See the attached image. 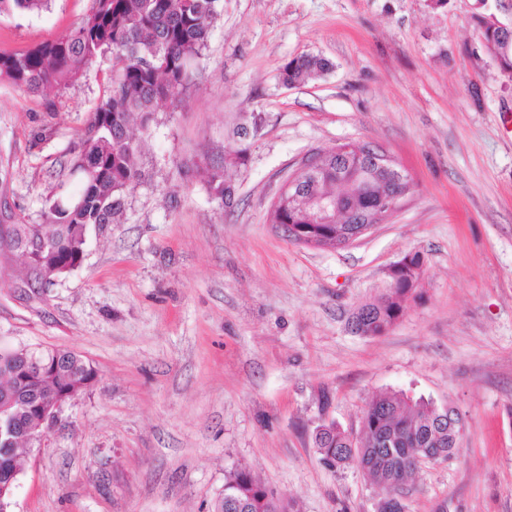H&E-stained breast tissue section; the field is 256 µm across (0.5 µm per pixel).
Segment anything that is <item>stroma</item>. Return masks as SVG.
<instances>
[{
    "label": "stroma",
    "mask_w": 512,
    "mask_h": 512,
    "mask_svg": "<svg viewBox=\"0 0 512 512\" xmlns=\"http://www.w3.org/2000/svg\"><path fill=\"white\" fill-rule=\"evenodd\" d=\"M91 0L0 15V53L64 35ZM178 102L160 103L145 178L122 223L92 224L79 267L45 300L0 276V341L64 349L97 378L26 455L12 512H209L246 466L300 512H375L383 489L333 470L314 428L359 429L381 392L454 407V459L407 481L406 512H512V78L472 16L512 24V0H219ZM333 68L289 87L302 54ZM112 77L97 59L36 95L0 82V222L41 221ZM251 125L247 138L237 124ZM368 142L413 189L388 223L342 250L289 243L269 222L287 176L317 149ZM225 208L206 184L229 149ZM421 252V285L385 334L349 318Z\"/></svg>",
    "instance_id": "obj_1"
}]
</instances>
